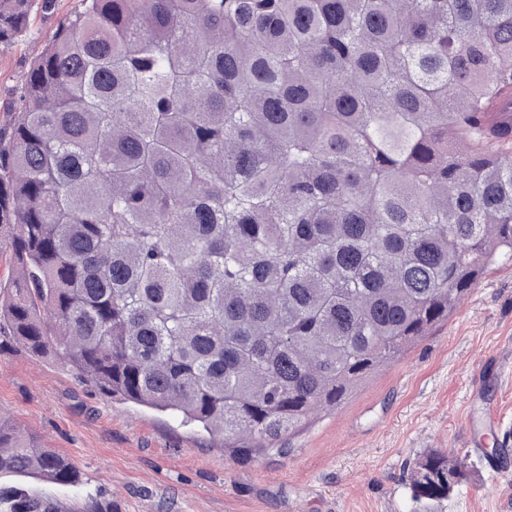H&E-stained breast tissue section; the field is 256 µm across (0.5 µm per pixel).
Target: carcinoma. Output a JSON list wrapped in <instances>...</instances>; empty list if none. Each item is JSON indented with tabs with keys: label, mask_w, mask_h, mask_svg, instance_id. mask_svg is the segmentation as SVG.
<instances>
[{
	"label": "carcinoma",
	"mask_w": 512,
	"mask_h": 512,
	"mask_svg": "<svg viewBox=\"0 0 512 512\" xmlns=\"http://www.w3.org/2000/svg\"><path fill=\"white\" fill-rule=\"evenodd\" d=\"M78 2L3 102L0 337L286 454L512 260V0ZM53 5L0 0V46ZM5 473L79 482L0 419ZM466 478L419 457L417 512ZM10 242L11 235L8 229H3L0 238V281L7 285L17 276Z\"/></svg>",
	"instance_id": "carcinoma-1"
}]
</instances>
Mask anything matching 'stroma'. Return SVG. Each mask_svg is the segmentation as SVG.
Listing matches in <instances>:
<instances>
[{
	"label": "stroma",
	"mask_w": 512,
	"mask_h": 512,
	"mask_svg": "<svg viewBox=\"0 0 512 512\" xmlns=\"http://www.w3.org/2000/svg\"><path fill=\"white\" fill-rule=\"evenodd\" d=\"M78 0L32 12L29 30L0 47V101ZM482 389L496 403L499 447L512 449V265L483 276L447 321L405 348L336 408L286 438L288 455L225 457L220 438L166 413L104 394L59 357L0 340V418L53 449L80 485L38 476L0 482L55 512H411L407 467L431 450L469 474L433 512H512V476H498L489 444L470 427Z\"/></svg>",
	"instance_id": "stroma-1"
}]
</instances>
